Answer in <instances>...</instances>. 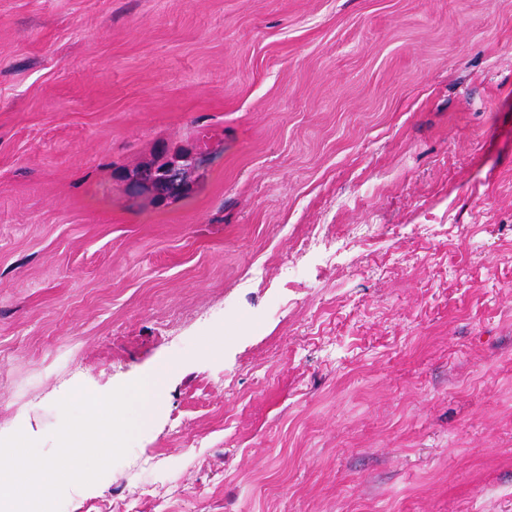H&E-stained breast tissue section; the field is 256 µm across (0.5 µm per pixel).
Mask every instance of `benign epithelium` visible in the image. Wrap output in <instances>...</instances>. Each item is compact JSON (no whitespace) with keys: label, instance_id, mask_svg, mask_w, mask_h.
I'll return each mask as SVG.
<instances>
[{"label":"benign epithelium","instance_id":"7a95c632","mask_svg":"<svg viewBox=\"0 0 512 512\" xmlns=\"http://www.w3.org/2000/svg\"><path fill=\"white\" fill-rule=\"evenodd\" d=\"M211 160L212 153L207 150L165 155L157 166L136 178L129 179L126 187L127 200L138 201L145 186L156 187L165 200L182 194L187 189L188 177L203 173Z\"/></svg>","mask_w":512,"mask_h":512}]
</instances>
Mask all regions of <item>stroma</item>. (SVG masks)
<instances>
[{
  "mask_svg": "<svg viewBox=\"0 0 512 512\" xmlns=\"http://www.w3.org/2000/svg\"><path fill=\"white\" fill-rule=\"evenodd\" d=\"M158 371L60 512H512V0H0V437ZM160 157L156 156L152 161L146 162L137 171V173L142 172L155 165L148 172L129 179L126 187V197L129 202H136L141 198L144 186L149 188L155 186L164 201H167L170 196L183 194L187 189L188 177L203 173L212 160V153L196 149L195 151L165 155L159 161Z\"/></svg>",
  "mask_w": 512,
  "mask_h": 512,
  "instance_id": "35a3bbf8",
  "label": "stroma"
}]
</instances>
